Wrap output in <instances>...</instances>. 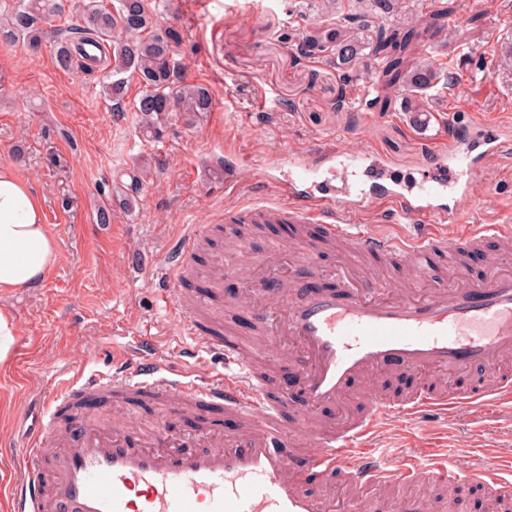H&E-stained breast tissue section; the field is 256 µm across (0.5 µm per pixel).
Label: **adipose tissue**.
I'll return each instance as SVG.
<instances>
[{"instance_id": "ef3b65f1", "label": "adipose tissue", "mask_w": 512, "mask_h": 512, "mask_svg": "<svg viewBox=\"0 0 512 512\" xmlns=\"http://www.w3.org/2000/svg\"><path fill=\"white\" fill-rule=\"evenodd\" d=\"M57 258L39 199L0 165V296L36 286Z\"/></svg>"}]
</instances>
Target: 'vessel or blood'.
Segmentation results:
<instances>
[{
  "label": "vessel or blood",
  "mask_w": 512,
  "mask_h": 512,
  "mask_svg": "<svg viewBox=\"0 0 512 512\" xmlns=\"http://www.w3.org/2000/svg\"><path fill=\"white\" fill-rule=\"evenodd\" d=\"M502 144L496 127L482 137L449 134L412 181H399L373 153L334 157L322 180L292 178L281 202L235 212L278 224H316L323 237L345 250L335 269L322 271L303 244L294 264L298 278L323 276L332 288L302 294L269 317L273 291L289 279L277 275V254L259 260L262 277L244 289L239 304L252 312L267 347H290L303 370L302 399L258 373L249 350L233 337L200 325L205 299L174 289V309L198 348L218 356L224 372L202 380L169 367L165 348L142 352L133 370L65 381L49 403L58 412L102 391L167 403L171 413H196L200 431L158 430L134 442L128 433L88 427L65 434L48 424L32 437L28 464L9 481L11 512H367L361 493L383 491V512H429L431 494L457 482L482 486L493 500L512 498V479L425 452L388 460L369 448L380 421L413 425L437 411L496 414L512 402V215L497 224H470L457 202L480 178L477 157L496 159ZM382 200L400 221L418 226L399 234L354 218ZM202 232L183 237L174 281L189 276ZM495 241L479 277H471L464 253ZM403 264L407 287L379 279L378 267ZM478 370L495 379L463 391L428 386L397 397L378 393L370 377L387 371L457 373ZM363 384L361 408L331 420L323 409L348 402ZM239 417L235 433L210 423L213 408ZM306 456L305 469L292 463ZM327 478L329 494L310 493L309 476Z\"/></svg>",
  "instance_id": "b4317fda"
}]
</instances>
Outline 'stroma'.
<instances>
[{"label": "stroma", "mask_w": 512, "mask_h": 512, "mask_svg": "<svg viewBox=\"0 0 512 512\" xmlns=\"http://www.w3.org/2000/svg\"><path fill=\"white\" fill-rule=\"evenodd\" d=\"M177 4L175 16L160 8L158 22L179 18L185 79L208 85L214 106L193 125L172 117L158 143L140 135L133 108L113 113L98 78L62 70L54 44L33 49L0 37V164L11 166L40 199L58 252L40 285L8 299L20 332L11 361L0 366V512H7L6 485L31 434L48 420L45 397L60 380L110 373L113 348L134 336L160 347H193L164 301L177 243L190 227L207 228L188 279L192 292L211 294L226 329L249 340L255 336L250 315L228 307L240 279L225 272L216 289L208 280L226 256L232 227L225 210L277 201L289 170L323 169L330 156L367 148L396 176L412 178L449 126L476 137L481 117L499 120L512 138V67L492 63L512 46V0H458V23L441 55L454 61L465 91L447 95L443 112L422 130L410 128L401 112L374 114L355 100L336 111L335 65L295 62L282 35L319 21L322 0ZM144 158L152 174L139 202L130 211L113 206L111 223H97L98 206L111 203L117 172ZM220 161L243 170L245 180L225 185L215 173ZM464 207L473 224H494L512 211V153L491 164ZM288 243L282 225H245L240 260ZM90 414L109 417L116 427L198 426L193 415L171 417L151 403L104 398ZM382 432L379 447L448 451L465 468L512 446L511 422L469 413L421 428L391 419Z\"/></svg>", "instance_id": "obj_1"}]
</instances>
